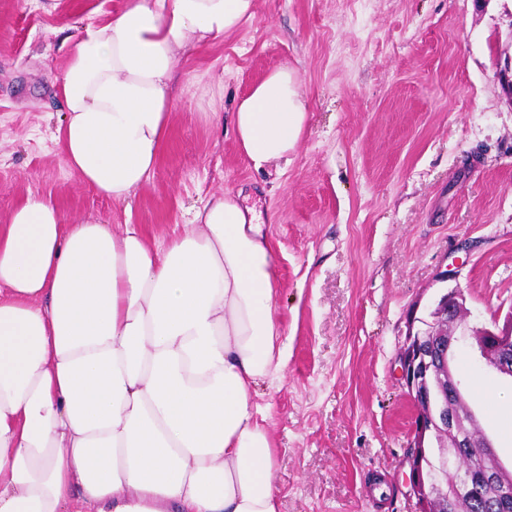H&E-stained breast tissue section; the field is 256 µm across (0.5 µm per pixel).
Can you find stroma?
<instances>
[{
  "label": "stroma",
  "mask_w": 512,
  "mask_h": 512,
  "mask_svg": "<svg viewBox=\"0 0 512 512\" xmlns=\"http://www.w3.org/2000/svg\"><path fill=\"white\" fill-rule=\"evenodd\" d=\"M124 2L0 0V223L31 190L158 240L213 194L255 208L288 354L285 379L256 395L280 512H413L417 411L396 363L409 315L453 288L468 331L512 312V99L498 77L512 0H257L237 33L180 60L157 165L122 205L69 171L52 134L66 39ZM283 64L308 127L284 170L258 172L233 141V101ZM455 361L511 467L512 378L486 369L469 335Z\"/></svg>",
  "instance_id": "1"
}]
</instances>
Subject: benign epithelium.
I'll return each mask as SVG.
<instances>
[{
	"label": "benign epithelium",
	"mask_w": 512,
	"mask_h": 512,
	"mask_svg": "<svg viewBox=\"0 0 512 512\" xmlns=\"http://www.w3.org/2000/svg\"><path fill=\"white\" fill-rule=\"evenodd\" d=\"M464 307V296L454 288L424 308L423 316L412 314L400 348L398 363L401 380L409 398L417 405L407 454L409 496L415 499V512H435V497L446 488L454 496H482L494 490V506H512V475L499 469H464L449 448L493 451L491 441L472 445L451 406V399L462 391V383H444L453 345L458 342L453 324ZM480 356L492 370L512 378V311L501 327L476 328Z\"/></svg>",
	"instance_id": "1"
}]
</instances>
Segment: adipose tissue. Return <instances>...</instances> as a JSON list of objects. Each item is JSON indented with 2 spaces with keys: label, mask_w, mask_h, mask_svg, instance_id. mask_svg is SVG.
<instances>
[{
  "label": "adipose tissue",
  "mask_w": 512,
  "mask_h": 512,
  "mask_svg": "<svg viewBox=\"0 0 512 512\" xmlns=\"http://www.w3.org/2000/svg\"><path fill=\"white\" fill-rule=\"evenodd\" d=\"M254 17V0H125L68 47L55 143L115 203L150 178L175 66ZM307 108L291 69L237 99L255 170L287 160ZM274 251L226 194L182 233L113 232L38 192L0 224V512H277L255 402L288 366Z\"/></svg>",
  "instance_id": "adipose-tissue-1"
}]
</instances>
